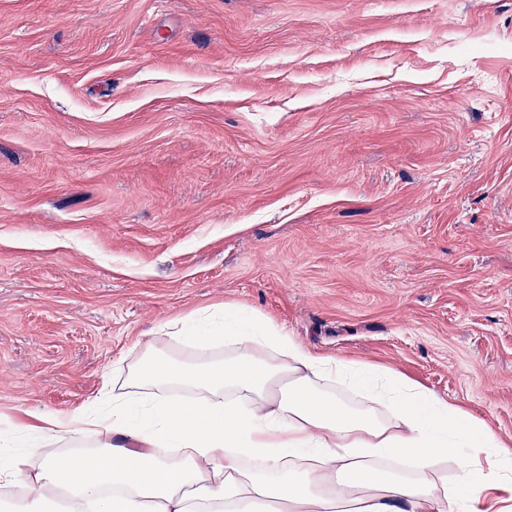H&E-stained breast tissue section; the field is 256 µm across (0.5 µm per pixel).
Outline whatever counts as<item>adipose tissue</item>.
<instances>
[{"instance_id": "ef3b65f1", "label": "adipose tissue", "mask_w": 512, "mask_h": 512, "mask_svg": "<svg viewBox=\"0 0 512 512\" xmlns=\"http://www.w3.org/2000/svg\"><path fill=\"white\" fill-rule=\"evenodd\" d=\"M192 339L223 359L165 350ZM21 432L39 464L0 460V484L27 489L12 512H52L61 489L91 512H512V452L461 404L233 302L168 323L101 407L0 446Z\"/></svg>"}]
</instances>
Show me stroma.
Masks as SVG:
<instances>
[{"mask_svg": "<svg viewBox=\"0 0 512 512\" xmlns=\"http://www.w3.org/2000/svg\"><path fill=\"white\" fill-rule=\"evenodd\" d=\"M227 301L512 447V0H0V430Z\"/></svg>", "mask_w": 512, "mask_h": 512, "instance_id": "35a3bbf8", "label": "stroma"}]
</instances>
